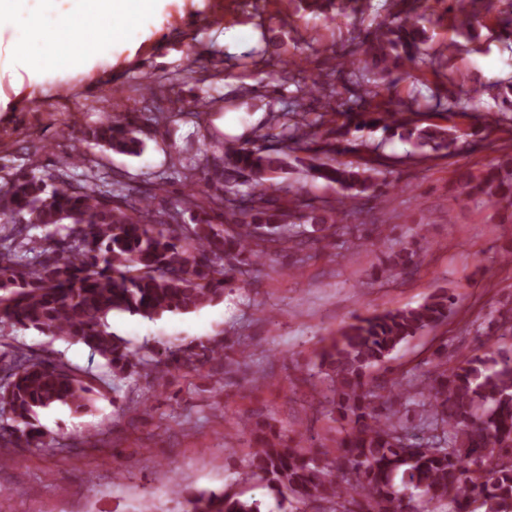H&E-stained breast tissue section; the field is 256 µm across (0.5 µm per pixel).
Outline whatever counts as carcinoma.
I'll return each mask as SVG.
<instances>
[{
	"instance_id": "obj_1",
	"label": "carcinoma",
	"mask_w": 512,
	"mask_h": 512,
	"mask_svg": "<svg viewBox=\"0 0 512 512\" xmlns=\"http://www.w3.org/2000/svg\"><path fill=\"white\" fill-rule=\"evenodd\" d=\"M320 11L357 12L362 0H293ZM421 16L381 19L349 55L311 81L298 85L302 99L315 102L309 86L324 96L340 84L350 97L340 104L343 121L324 128L325 114L308 106L287 112L276 133L266 132L224 144V160L213 166L190 164L200 189L183 200L191 223L156 192L139 205L122 194L105 193L72 170L87 166L84 152L52 172L38 161L0 184V324L82 343L105 361L93 374L60 358L19 350L0 358V448L45 449L38 413L56 405L86 410L95 386L111 391L141 375L160 382L175 371H195L224 360V344L200 350H170L136 356L110 331L115 314L153 320L187 313L223 299L240 271L245 251L256 255L303 250L310 224H324L346 211H372L371 201L392 185L388 159L373 149L357 164L325 161L357 151L355 133L382 126L402 139L415 138L437 152L457 147L458 137L441 126H420L411 118L417 99L370 101L390 89L396 73L426 63L452 86L453 96L429 89L433 106L463 111L480 88L448 68V56L424 59L426 31ZM91 136L110 149L139 155L143 142L135 122L107 119ZM314 179L336 185V203L319 206L298 197L284 199L264 179L284 172L290 160ZM251 176L248 192L238 177ZM458 196L512 209V155L458 177ZM61 230L36 237L38 227ZM388 268L410 272L412 259L400 250ZM452 297L442 290L416 307L357 315L320 355L332 402L349 420L336 442L317 448L304 436L293 445L281 434L253 429L254 447L243 459V480L264 484L288 500V512H512V348L464 356L452 367L440 361L420 374L418 424L410 432L403 419L411 381L388 379L377 371L399 345L448 320ZM185 512H261V502L242 493L197 491L184 495Z\"/></svg>"
}]
</instances>
